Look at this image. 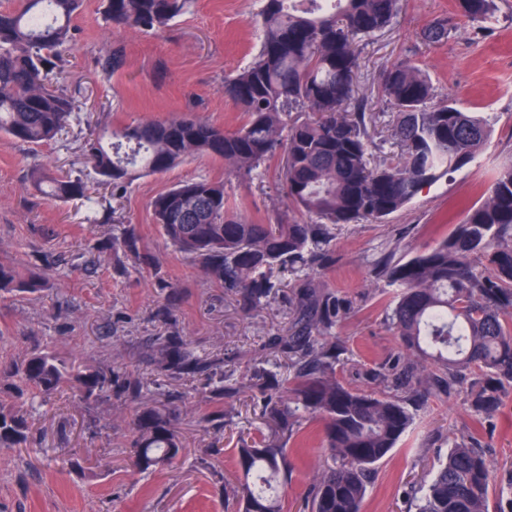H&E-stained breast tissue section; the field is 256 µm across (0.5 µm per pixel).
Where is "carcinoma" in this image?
Segmentation results:
<instances>
[{"mask_svg": "<svg viewBox=\"0 0 512 512\" xmlns=\"http://www.w3.org/2000/svg\"><path fill=\"white\" fill-rule=\"evenodd\" d=\"M192 0H105L112 28H167ZM402 0H262V35L253 60L224 79V97L238 105L242 124L232 132L206 120L181 117L94 131L84 143L93 175L37 168L30 183L38 193L67 203H94L95 186L123 191L144 175L164 173L193 155L221 159L251 178L278 159L287 204L310 220L275 223L243 219L226 205L224 182L200 177L175 184L153 198L156 224L166 241L213 281L235 291L242 308L262 304L279 270L298 273L316 265L333 240L329 227L380 222L422 190L472 163L489 144L497 116L467 112L453 99L432 105L433 85L414 62L403 59L380 77L387 108L397 115L395 163L371 162L378 145L366 112L354 100V78L363 45L392 24ZM82 0H19L0 10V134L43 145L59 139L77 120L75 98L54 81L65 72V48L74 40L73 17ZM457 14L483 32L496 19V0H456ZM454 17L431 25V42L448 38ZM115 44L101 62L107 74L125 65ZM305 116L295 117L293 113ZM485 199L465 210L453 232L408 260L388 258L381 270L397 288L392 325L413 358L403 368L375 374L381 386L365 391L336 380V345L327 343L342 309L317 298L302 280L299 333L278 343L294 354L289 373L253 370L261 387L263 416L275 439L237 449L241 512H284L292 462L277 439L290 437L305 419L322 424L327 461L313 476L309 512H362L378 464L414 422L408 400L433 383L452 386L461 373L473 412L498 411L512 388V159L493 172ZM97 249L132 256L142 267L153 258L141 248L133 224H116ZM55 260L21 270L18 257L0 250V295H36L48 287ZM169 303L158 314L172 330L156 339L150 361L169 379L208 382V401L224 404L238 393L224 385V359L200 356L177 329ZM70 390L89 404L116 397L137 405L133 454L149 469L177 460L180 440L172 409L148 397L133 374L65 360L50 347L0 364V448L31 443L30 412ZM492 477L482 450L456 443L436 470L418 512H488Z\"/></svg>", "mask_w": 512, "mask_h": 512, "instance_id": "obj_1", "label": "carcinoma"}]
</instances>
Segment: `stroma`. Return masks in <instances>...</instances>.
I'll return each instance as SVG.
<instances>
[{"label": "stroma", "instance_id": "stroma-1", "mask_svg": "<svg viewBox=\"0 0 512 512\" xmlns=\"http://www.w3.org/2000/svg\"><path fill=\"white\" fill-rule=\"evenodd\" d=\"M496 3L494 27L481 33L461 17L447 40L431 43L424 30L453 13L454 0H405L393 25L362 53L355 98L382 145L375 161L397 151L391 136L396 115L381 98L378 77L403 58L431 78L437 100L451 97L463 110L496 113L498 123L475 163L424 188L385 221L335 227L326 260L311 279L319 294L335 297L346 309L331 331L336 377L346 386L375 389V372L407 359L390 321L396 290L375 276L376 264L389 254L406 260L436 246L451 232V220H462L463 202L486 187L499 161L512 156V0ZM260 7L261 0H194L166 30L144 33L113 29L102 0H85L73 21L76 37L65 52L64 78L75 92L81 125L40 146L0 135V248L33 264L52 255L64 260L51 271L45 291L0 298V360L46 343L63 355L155 382L153 343L169 328L157 310L173 292L181 334L197 354L222 355L225 378L241 382L254 364L287 373L291 355L273 339L296 330L293 274L278 273L271 299L243 311L233 291L208 280L166 244L150 207L172 185L203 175L225 182L228 206L245 219L266 222L284 211L303 220V213L284 209L277 165L242 178L222 160L192 157L124 192L103 190L113 224L136 226L142 247L159 262L157 276L147 269L125 271L111 252L97 251V242L112 233L113 224L104 222L106 209L97 210L91 223L85 204L50 202L28 187L36 167L86 172L84 140L104 120L121 124L187 115L235 130L243 114L225 99L224 78L252 60L260 41L255 23ZM117 43L126 65L108 76L99 61ZM162 389L180 397L177 464L146 472L136 466L129 429L134 405L116 400L93 409L65 393L33 412L35 445L0 450V512H239L235 448L267 431L260 390L243 385L225 400L224 426L218 429L202 422L215 409L202 397V380L172 381ZM467 390L464 383L430 388L425 404L414 410L412 427L380 463L363 512H416L437 467L459 442L482 448L491 465L489 512H512V394L495 417L481 421L468 406ZM319 428V422H302L298 438L287 442L295 466L286 512H303L306 506L312 476L324 460ZM73 456L87 459L89 469H70Z\"/></svg>", "mask_w": 512, "mask_h": 512}]
</instances>
